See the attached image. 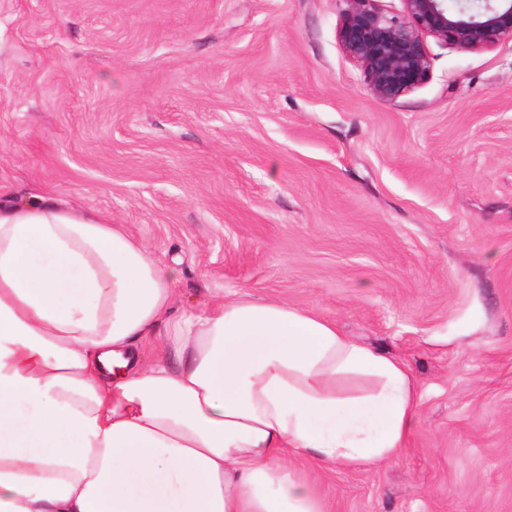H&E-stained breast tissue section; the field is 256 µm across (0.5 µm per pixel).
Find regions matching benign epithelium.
I'll list each match as a JSON object with an SVG mask.
<instances>
[{
    "label": "benign epithelium",
    "mask_w": 512,
    "mask_h": 512,
    "mask_svg": "<svg viewBox=\"0 0 512 512\" xmlns=\"http://www.w3.org/2000/svg\"><path fill=\"white\" fill-rule=\"evenodd\" d=\"M339 38L363 70L377 100L393 103L429 74L426 38L462 50L490 49L512 40V0H401L388 15L377 0H345Z\"/></svg>",
    "instance_id": "benign-epithelium-1"
}]
</instances>
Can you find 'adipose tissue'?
Instances as JSON below:
<instances>
[{"label":"adipose tissue","instance_id":"obj_1","mask_svg":"<svg viewBox=\"0 0 512 512\" xmlns=\"http://www.w3.org/2000/svg\"><path fill=\"white\" fill-rule=\"evenodd\" d=\"M177 285L121 225L0 199V512H327L296 459H398V360L279 301L178 309ZM354 376L372 391L339 394Z\"/></svg>","mask_w":512,"mask_h":512}]
</instances>
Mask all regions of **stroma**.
Returning <instances> with one entry per match:
<instances>
[{
  "label": "stroma",
  "instance_id": "stroma-1",
  "mask_svg": "<svg viewBox=\"0 0 512 512\" xmlns=\"http://www.w3.org/2000/svg\"><path fill=\"white\" fill-rule=\"evenodd\" d=\"M344 0H0V193L97 213L177 305L241 293L402 360L403 454L300 461L330 512H512V41L427 38L385 104Z\"/></svg>",
  "mask_w": 512,
  "mask_h": 512
}]
</instances>
